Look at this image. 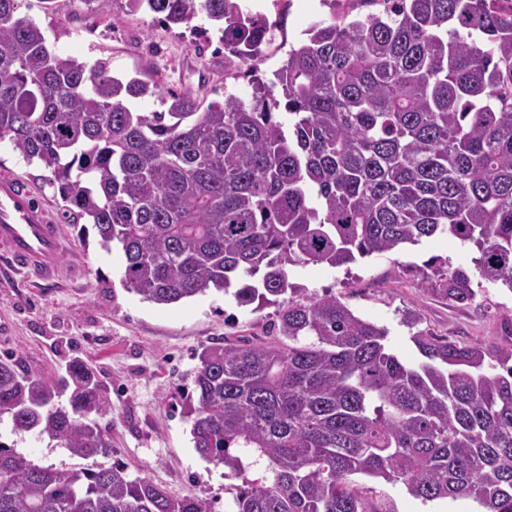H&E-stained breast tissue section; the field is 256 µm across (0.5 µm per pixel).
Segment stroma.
Segmentation results:
<instances>
[{"label":"stroma","mask_w":512,"mask_h":512,"mask_svg":"<svg viewBox=\"0 0 512 512\" xmlns=\"http://www.w3.org/2000/svg\"><path fill=\"white\" fill-rule=\"evenodd\" d=\"M285 16L273 35L298 45L304 31L330 10L322 0H288ZM18 14L33 19L50 48L61 56L93 63L106 61L111 75L158 82L163 89L190 91L203 104L223 101L225 92L251 96L252 74L226 60L217 25L205 17L191 24L166 27L131 0H112L109 13L94 0H18ZM29 182L54 217L64 203L44 185V169L27 163L6 141L0 142V172ZM64 265L86 261L84 274L69 276L48 288H31L20 275L0 269V355L13 357L26 373L46 377L80 356L106 386L112 408L97 416L112 441L113 460L130 476H146L172 495L195 497L224 512V467L202 459L193 447L186 396L205 347L223 340L274 342L277 306L261 310L239 306L232 296L209 291L171 305H159L125 288L115 252L104 249L96 233L65 223ZM476 249L447 235L372 255L341 267L309 263L292 268L290 280L299 297L309 301L333 295L358 314L384 326L391 349L415 363L420 354L412 341L417 330L467 343H504L512 330V289L476 273ZM438 258L472 275L476 297L457 305L432 290L426 263ZM418 324H409L410 315ZM0 440L43 465H67L65 449L48 438H13L0 424ZM377 512H482L470 499L425 502L404 485L351 476Z\"/></svg>","instance_id":"stroma-1"}]
</instances>
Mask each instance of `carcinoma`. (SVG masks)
I'll use <instances>...</instances> for the list:
<instances>
[{
	"label": "carcinoma",
	"instance_id": "carcinoma-1",
	"mask_svg": "<svg viewBox=\"0 0 512 512\" xmlns=\"http://www.w3.org/2000/svg\"><path fill=\"white\" fill-rule=\"evenodd\" d=\"M170 26L223 22L249 69L270 23L240 0H133ZM291 46L273 79L201 108L50 50L0 0V141L52 173L65 212L122 258V282L169 305L216 290L279 306L280 344L224 341L194 371L191 436L242 480L230 512H378L348 477L402 483L423 501L471 498L512 512V344L434 331L409 364L387 329L334 296L302 301L290 268L340 267L448 234L480 276L512 288V11L500 0H352ZM156 96L165 112H141ZM426 277L458 304L461 268ZM112 402L72 358L51 377L0 357V422L74 459L112 455L90 419ZM0 512H212L119 463L43 466L0 441Z\"/></svg>",
	"mask_w": 512,
	"mask_h": 512
}]
</instances>
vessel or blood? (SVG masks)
<instances>
[{"mask_svg":"<svg viewBox=\"0 0 512 512\" xmlns=\"http://www.w3.org/2000/svg\"><path fill=\"white\" fill-rule=\"evenodd\" d=\"M64 232L28 185L0 174V256L33 282H49L63 272Z\"/></svg>","mask_w":512,"mask_h":512,"instance_id":"1","label":"vessel or blood"}]
</instances>
